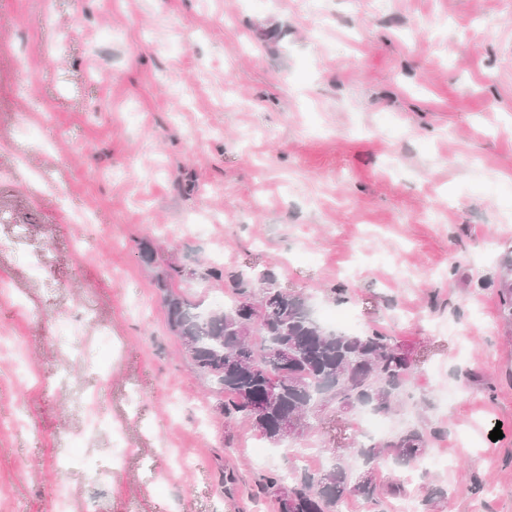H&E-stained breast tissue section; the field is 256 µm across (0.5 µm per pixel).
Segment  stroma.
<instances>
[{
	"label": "stroma",
	"mask_w": 512,
	"mask_h": 512,
	"mask_svg": "<svg viewBox=\"0 0 512 512\" xmlns=\"http://www.w3.org/2000/svg\"><path fill=\"white\" fill-rule=\"evenodd\" d=\"M511 254L512 0H0V512H277L294 450L362 468L358 408L274 448L217 412L169 265L207 310L208 268L268 271L391 336L387 418L432 439L380 480L512 512ZM505 273L499 277V294L503 305V318L512 323V263L505 264Z\"/></svg>",
	"instance_id": "obj_1"
}]
</instances>
